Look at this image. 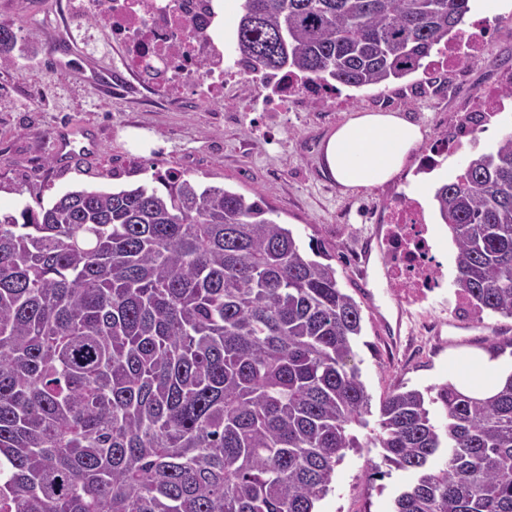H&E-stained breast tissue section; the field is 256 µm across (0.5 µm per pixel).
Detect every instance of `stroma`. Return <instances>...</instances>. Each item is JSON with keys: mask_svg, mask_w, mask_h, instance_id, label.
Listing matches in <instances>:
<instances>
[{"mask_svg": "<svg viewBox=\"0 0 512 512\" xmlns=\"http://www.w3.org/2000/svg\"><path fill=\"white\" fill-rule=\"evenodd\" d=\"M45 18L32 23L24 0H0V21L13 25L19 46L0 66V210L50 203L76 188L116 189L151 180L153 170L187 171L204 184L260 194L302 241L317 240L335 253L342 288L362 308L363 334L355 362L373 402L394 386L420 390L447 381L452 368L486 357L490 342L512 337V319L458 305L455 248L443 235L436 248L444 285L419 306L402 303L382 269L362 276L356 260L376 249L391 199L405 196L417 180L420 160L438 135L453 134L473 107L479 90H491L498 74L512 72V9L488 16L468 14L470 25L490 27L481 59L462 57L443 70H418L389 85L342 88L335 100L315 99L285 112H261L257 98L238 94V120L194 108L190 99L149 97L136 87L112 99L79 82L75 71L120 69L117 58H95L81 49L56 59L57 0H33ZM400 112L422 126L425 138L404 170L369 192L343 191L320 166L324 140L354 112ZM85 127L100 143L97 154L60 164L51 135L61 126ZM512 125V97L485 130L462 138L455 152L440 158L432 180L446 182L466 160L489 150L498 132ZM381 451L347 452L336 467L333 490L319 512H391L406 484L404 472L373 478Z\"/></svg>", "mask_w": 512, "mask_h": 512, "instance_id": "obj_1", "label": "stroma"}]
</instances>
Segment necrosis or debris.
<instances>
[{
	"label": "necrosis or debris",
	"mask_w": 512,
	"mask_h": 512,
	"mask_svg": "<svg viewBox=\"0 0 512 512\" xmlns=\"http://www.w3.org/2000/svg\"><path fill=\"white\" fill-rule=\"evenodd\" d=\"M212 0H82L83 12L97 16L109 37L108 49L119 52L123 66L152 94L177 100L193 94L200 105L223 101L229 88L245 83L268 88L265 111L324 96V89L282 74L274 78L228 59V46L213 25ZM498 92L478 101L460 124L458 136L440 137L434 156L450 152L458 137L471 135L478 117L501 111V88L512 76L497 80ZM383 262L404 301L423 300L441 279L426 214L411 198L393 203L385 228Z\"/></svg>",
	"instance_id": "obj_1"
}]
</instances>
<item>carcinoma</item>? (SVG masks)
<instances>
[{"label": "carcinoma", "instance_id": "1", "mask_svg": "<svg viewBox=\"0 0 512 512\" xmlns=\"http://www.w3.org/2000/svg\"><path fill=\"white\" fill-rule=\"evenodd\" d=\"M469 0H243L233 52L334 89L459 38ZM0 65L15 33L0 23ZM457 293L512 318V135L434 192ZM261 196L187 172L0 214V512H316L345 451L411 481L392 512H512V372L393 387L379 431L334 255Z\"/></svg>", "mask_w": 512, "mask_h": 512}]
</instances>
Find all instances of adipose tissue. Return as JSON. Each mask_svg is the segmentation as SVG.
Returning <instances> with one entry per match:
<instances>
[{
  "label": "adipose tissue",
  "mask_w": 512,
  "mask_h": 512,
  "mask_svg": "<svg viewBox=\"0 0 512 512\" xmlns=\"http://www.w3.org/2000/svg\"><path fill=\"white\" fill-rule=\"evenodd\" d=\"M422 141L420 126L402 113L357 112L326 138L322 164L336 184L370 190L399 174Z\"/></svg>",
  "instance_id": "ef3b65f1"
}]
</instances>
